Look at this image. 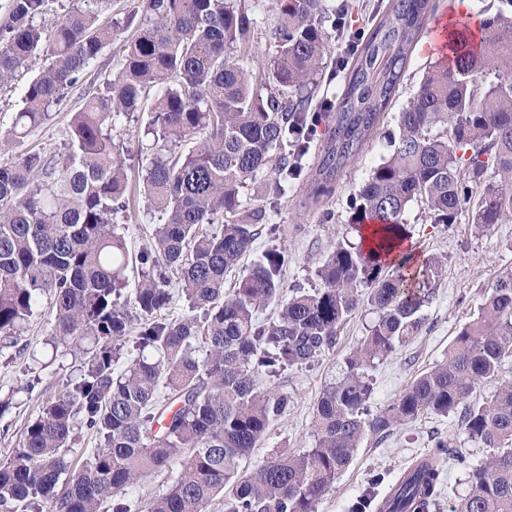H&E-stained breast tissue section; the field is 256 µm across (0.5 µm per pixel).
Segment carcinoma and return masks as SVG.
Masks as SVG:
<instances>
[{
	"label": "carcinoma",
	"instance_id": "carcinoma-1",
	"mask_svg": "<svg viewBox=\"0 0 512 512\" xmlns=\"http://www.w3.org/2000/svg\"><path fill=\"white\" fill-rule=\"evenodd\" d=\"M49 2L5 4L0 87L32 57L48 61L25 85L8 143L51 120L116 33L98 19L107 0H57L50 20ZM261 2L144 0L129 15L143 18L120 69L73 114L62 152L30 150L0 163V341L15 343L47 297L51 346L81 360L77 377L42 404L0 462V512L40 503L49 512H209L217 498L225 512H317L365 435L383 439L462 404L465 435L491 452L468 469L469 490L450 512H512V378L502 376L512 359L511 273L487 292L446 360L371 417L366 369L422 331L438 262L427 257L386 272L375 251L338 243L319 269L321 287L293 292L265 324L257 313L283 293L284 252L267 251L224 291V274L257 236L276 237L271 211L246 204L243 192L252 186L280 199L298 178L327 51L323 26L337 29L336 16L351 10L348 0H271L262 21L271 55L257 73L251 49ZM429 10L430 0H392L360 41L311 174L313 200L331 196L348 163L372 144ZM485 13L476 45L461 23L449 38L452 57L423 73L388 135L387 155L352 196L351 223L358 231L379 225L381 250L408 237L405 213L414 204L433 224L464 216L478 228L512 222V0ZM150 89L144 195L157 223L137 253L141 278L129 294V250L116 231L129 203L128 148L113 131L123 118L137 121ZM172 276L189 308L176 320L165 315ZM366 303L377 318L313 405L314 446L277 450L240 469L291 403L286 392L260 388V375L332 350ZM132 333L153 356L117 374ZM492 382L486 400L470 402ZM83 431L98 443L76 464L70 453ZM453 455L465 464L451 442L436 438L430 457L401 474L384 505L361 499L350 512H434L442 466ZM176 467L163 495L137 506L128 500L129 488Z\"/></svg>",
	"mask_w": 512,
	"mask_h": 512
}]
</instances>
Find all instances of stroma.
Listing matches in <instances>:
<instances>
[{
    "mask_svg": "<svg viewBox=\"0 0 512 512\" xmlns=\"http://www.w3.org/2000/svg\"><path fill=\"white\" fill-rule=\"evenodd\" d=\"M139 2L109 0L103 7L100 18L115 23L116 38L85 74L84 86H97L118 71L123 46L136 32L135 27L128 25L127 17ZM428 39V33H421L402 85L385 113L380 126L382 132L396 129L400 112L416 91L426 66L434 60ZM327 45V67L318 80L312 102L316 109L324 99L339 100L347 77L346 71L336 68L344 51V41L332 31L328 34ZM45 65L44 57H33L21 78L0 87V134L7 131L14 113L22 105L27 79L38 74ZM87 102V97L80 92H72L50 121L34 128L24 142L1 151L0 162L13 161L29 150H61L73 113L84 109ZM386 152L382 137L375 138L371 147L345 168L333 196L321 206L315 205L309 197V176H302L276 207L273 217L278 226L276 238L258 237L254 258H261L274 247L282 249L288 256L284 269L288 289L309 291L320 287L317 269L336 243L358 241V233L349 221V200ZM327 211L332 214L328 221L323 218ZM406 220L413 248L421 256L441 261L442 275L436 283L433 299L422 310L425 318L422 332L385 361L368 369L372 387L368 408L373 413L397 399L417 375L445 359L460 328L478 315L488 289L500 276L512 272V223L496 224L487 229L467 223L433 224L426 221L415 206L407 211ZM374 318L371 307H362L344 325L336 347L318 361L307 366H290L263 378V385L288 392L292 403L286 415L271 423L260 446L242 460V469H251L266 460L275 448L299 452L313 446L312 406L324 387L338 376ZM52 323L48 304H41L18 343L0 351V395L14 396L12 407L0 417V462L10 459L27 423L35 416L38 398L53 396L63 382L76 374L75 359L70 352L65 347L54 348L47 344ZM437 435L452 437L470 465H482L489 454L488 449L468 441L457 416H423L398 427L383 442L365 436L350 466L337 480L335 491L318 504L317 512H348L350 503L360 495L371 491L379 495L387 492L402 470L430 450Z\"/></svg>",
    "mask_w": 512,
    "mask_h": 512,
    "instance_id": "stroma-1",
    "label": "stroma"
}]
</instances>
